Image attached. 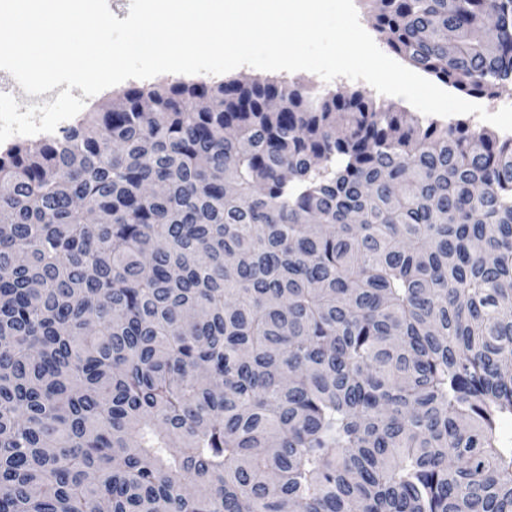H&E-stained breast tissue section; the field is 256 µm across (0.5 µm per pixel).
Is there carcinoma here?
<instances>
[{
	"label": "carcinoma",
	"instance_id": "carcinoma-1",
	"mask_svg": "<svg viewBox=\"0 0 512 512\" xmlns=\"http://www.w3.org/2000/svg\"><path fill=\"white\" fill-rule=\"evenodd\" d=\"M512 83V0H366ZM512 136L132 85L0 153V512H512Z\"/></svg>",
	"mask_w": 512,
	"mask_h": 512
}]
</instances>
